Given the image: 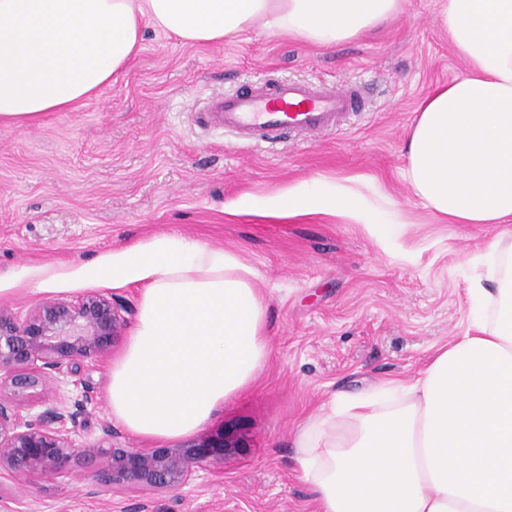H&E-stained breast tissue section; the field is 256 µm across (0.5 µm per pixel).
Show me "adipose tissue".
<instances>
[{
    "label": "adipose tissue",
    "mask_w": 512,
    "mask_h": 512,
    "mask_svg": "<svg viewBox=\"0 0 512 512\" xmlns=\"http://www.w3.org/2000/svg\"><path fill=\"white\" fill-rule=\"evenodd\" d=\"M407 0H0V124L39 122L91 99L141 51L146 28L187 45L262 27L320 48L405 13ZM436 21L468 67L435 88L404 145L416 197L451 224L512 223V0H442ZM257 212L384 224L315 178L249 201ZM469 288L463 335L413 381L337 392L294 435L318 512H512V244L493 239ZM240 253L159 232L85 262L24 264L0 295L135 286L134 329L111 367L113 418L176 440L205 427L268 362L267 302Z\"/></svg>",
    "instance_id": "obj_1"
}]
</instances>
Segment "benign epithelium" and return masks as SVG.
Returning <instances> with one entry per match:
<instances>
[{"label":"benign epithelium","mask_w":512,"mask_h":512,"mask_svg":"<svg viewBox=\"0 0 512 512\" xmlns=\"http://www.w3.org/2000/svg\"><path fill=\"white\" fill-rule=\"evenodd\" d=\"M124 311L99 292L70 300L47 298L24 315L0 311V472L18 485L90 464L101 492L127 486L172 492L192 481L201 463L222 461L237 448V441L222 433L152 450L123 446L114 443L108 423L101 425L96 441L75 442L78 417L94 401V390L78 368L109 355L121 338ZM50 379H67L79 391L73 406L58 399L32 400V393Z\"/></svg>","instance_id":"obj_1"}]
</instances>
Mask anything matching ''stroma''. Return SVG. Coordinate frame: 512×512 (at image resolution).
Segmentation results:
<instances>
[{"label": "stroma", "instance_id": "1", "mask_svg": "<svg viewBox=\"0 0 512 512\" xmlns=\"http://www.w3.org/2000/svg\"><path fill=\"white\" fill-rule=\"evenodd\" d=\"M440 0H410L376 32L330 49L255 31L185 45L147 30L129 68L96 97L38 124H0V275L23 263L88 261L158 231L238 251L268 299L269 361L225 400L206 427L240 441L219 464L174 492H95L92 466L38 476L20 488L0 474V512H317L294 466L296 426L335 391L408 380L468 323L467 288L484 275L500 224H448L404 177V143L434 88L464 75ZM362 85L365 111L336 131L275 150L220 129L194 111L256 80ZM325 177L372 206L400 208V224L309 214L269 218L225 203ZM111 362L82 363L96 400L74 438L111 422Z\"/></svg>", "mask_w": 512, "mask_h": 512}]
</instances>
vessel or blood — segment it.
<instances>
[{
    "instance_id": "obj_1",
    "label": "vessel or blood",
    "mask_w": 512,
    "mask_h": 512,
    "mask_svg": "<svg viewBox=\"0 0 512 512\" xmlns=\"http://www.w3.org/2000/svg\"><path fill=\"white\" fill-rule=\"evenodd\" d=\"M365 99L352 85L315 86L284 80L255 83L248 91L212 99L204 109L209 124L257 144L275 146L289 133L315 138L341 127L361 111Z\"/></svg>"
}]
</instances>
